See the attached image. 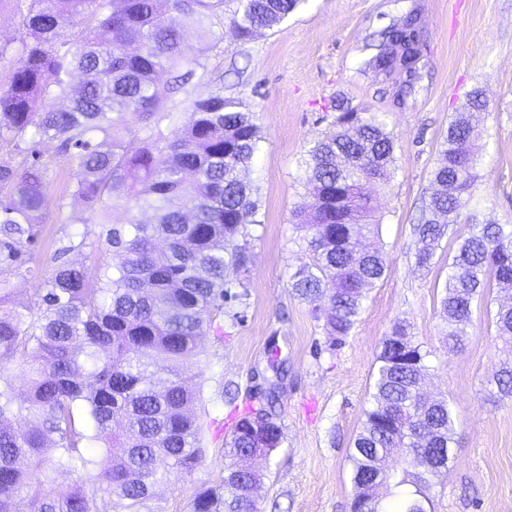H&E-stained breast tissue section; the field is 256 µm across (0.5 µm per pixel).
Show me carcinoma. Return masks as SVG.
<instances>
[{"label": "carcinoma", "mask_w": 512, "mask_h": 512, "mask_svg": "<svg viewBox=\"0 0 512 512\" xmlns=\"http://www.w3.org/2000/svg\"><path fill=\"white\" fill-rule=\"evenodd\" d=\"M23 18V55L0 89V142L21 161L0 162V512H95L97 496L112 512H167L158 485L190 475L204 456L203 385L187 375L199 341L238 294L225 273L247 261L248 226L257 223L254 189L242 172L259 150L255 114L220 91L169 112L168 94L204 67L190 54L173 13L206 32L224 0H10ZM302 0H239L231 23L242 42L279 25ZM82 28L66 40L63 23ZM374 68L410 72L419 59V21L407 15L385 33ZM168 72L170 82L158 83ZM81 77L78 92L72 79ZM140 127L128 128L127 117ZM334 129L303 159L319 204L296 210L312 253L291 276L301 299L328 296L324 330L342 343L359 322L367 291L384 276L383 253L364 247L379 234L371 189L394 173L395 138L373 113ZM182 124L170 142L167 124ZM472 116L448 125L431 191L414 224L415 263L430 268L452 217L470 203L474 172ZM58 141L79 179L70 195L104 213L122 200L150 211L108 230L112 263L95 270L89 287L82 265L61 264L46 281L37 309L13 299L4 276L39 272L35 255L50 207L40 147ZM504 295L494 315L497 336L512 343V224H471L452 261L440 306L448 348L466 340L473 302L487 289ZM371 406L350 451L354 486L374 493L368 512H428L427 490L448 469L456 444L455 412L446 399H427L425 353L410 324L394 322L383 338ZM28 375L15 390L7 371ZM512 398V359L494 377ZM264 394L267 430L283 439L275 406ZM121 418V428L114 427ZM252 412L239 418L226 443L231 464L219 488L193 490L190 512H258L256 462L275 450L251 432ZM26 421L22 427L14 420ZM73 476L55 486L57 475Z\"/></svg>", "instance_id": "cac0c4a2"}]
</instances>
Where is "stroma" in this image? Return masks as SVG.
<instances>
[{"mask_svg": "<svg viewBox=\"0 0 512 512\" xmlns=\"http://www.w3.org/2000/svg\"><path fill=\"white\" fill-rule=\"evenodd\" d=\"M237 7V0H224V16L205 40L204 68L167 108L185 111L220 87L257 113L262 142L245 178L257 188L258 211L248 227L247 265L227 271L239 298L224 307V334L202 337L201 361L192 367L204 389L206 456L192 476L161 484L157 494L173 512H189L194 487L221 484L226 439L253 393L275 382L284 440L259 464L260 512H352L349 451L370 406L382 339L404 319L429 353L424 389L447 398L457 420L448 470L428 492L431 512H512V401L498 399L491 384L502 358L493 323L497 296L478 302L465 344L449 350L440 298L448 256L469 227H451L427 270L414 264L411 234L439 144L477 87L486 108L476 124L471 206L479 219L512 224V0H304L278 27L247 42L231 25ZM413 10L426 30L416 75L407 82L375 72L381 32ZM340 99L384 118L395 137L396 171L376 194L383 224L369 241L384 251L387 271L370 289L351 335L334 349L323 329L326 301L299 299L290 277L311 261L293 218L299 205L315 202L302 158L332 130ZM129 219L121 200L102 221L72 197L64 212L49 209L36 256L39 276L7 277L16 300L37 306L56 265L91 268L111 259L107 230ZM74 236L85 237L87 248L67 251Z\"/></svg>", "mask_w": 512, "mask_h": 512, "instance_id": "35a3bbf8", "label": "stroma"}]
</instances>
